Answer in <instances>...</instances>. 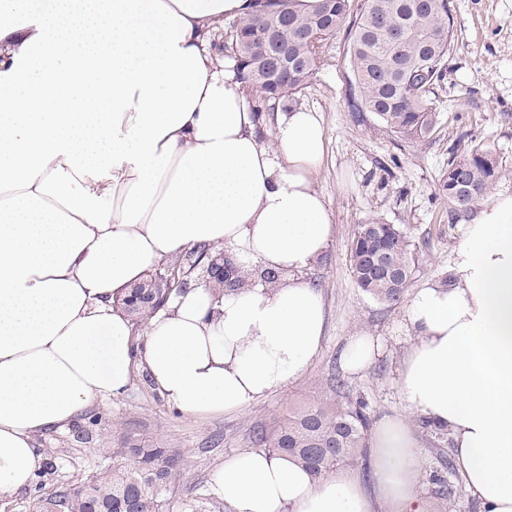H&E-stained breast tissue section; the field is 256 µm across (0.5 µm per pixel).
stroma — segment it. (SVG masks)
<instances>
[{
	"label": "stroma",
	"mask_w": 512,
	"mask_h": 512,
	"mask_svg": "<svg viewBox=\"0 0 512 512\" xmlns=\"http://www.w3.org/2000/svg\"><path fill=\"white\" fill-rule=\"evenodd\" d=\"M456 41L444 80L435 88L439 112L433 131L412 143L383 128L371 113L355 114L348 97L350 69L344 35L327 45L315 74L296 96V107L322 119L326 156L316 181L327 201L336 234L326 255L307 270L327 309V329L308 372L241 410L202 418L171 407L141 373L122 393L94 405L99 426L80 433L76 426L36 438L48 466L37 476L41 494L24 489L0 499V512H47L58 489L120 465L114 439L135 432L178 449L180 481L170 512H219L221 496L212 477L225 459L250 449L253 426H273L288 410L310 400H329L326 379L341 370V353L355 336L379 337L384 351L358 374H346L352 394L363 396L376 418L407 417L421 459L423 512H437L433 476H447L451 448L420 419L408 416L394 384L395 367L408 346L404 304L384 306L357 287L349 247L357 225L396 224L412 241L410 290L447 278L469 214L449 218L437 184L449 146L465 150L483 143L495 154L499 177L491 194H512V0H449Z\"/></svg>",
	"instance_id": "stroma-1"
}]
</instances>
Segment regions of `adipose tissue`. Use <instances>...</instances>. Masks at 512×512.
I'll return each instance as SVG.
<instances>
[{
	"instance_id": "ef3b65f1",
	"label": "adipose tissue",
	"mask_w": 512,
	"mask_h": 512,
	"mask_svg": "<svg viewBox=\"0 0 512 512\" xmlns=\"http://www.w3.org/2000/svg\"><path fill=\"white\" fill-rule=\"evenodd\" d=\"M255 0H0V498L30 486L38 434L142 372L192 417L304 376L326 332L304 275L334 235L315 177L317 112L259 123L214 48ZM272 141H265V134ZM276 270L223 295L185 290L142 343L117 302L197 246ZM448 282L417 289L395 369L406 410L451 440L467 502L512 512V195L481 205ZM420 457L384 418L359 467L312 480L244 450L213 476L231 512H422Z\"/></svg>"
}]
</instances>
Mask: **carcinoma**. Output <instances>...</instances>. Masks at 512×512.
Here are the masks:
<instances>
[{
  "mask_svg": "<svg viewBox=\"0 0 512 512\" xmlns=\"http://www.w3.org/2000/svg\"><path fill=\"white\" fill-rule=\"evenodd\" d=\"M266 9L224 27V54L237 62L238 78L256 112H272L293 100L318 68L329 41L344 32L353 110L372 113L403 140L418 141L431 132L437 120L432 95L454 46L448 0H314L307 6L300 0H274ZM497 177L496 158L483 144L462 153L452 147L439 194L458 215L484 199ZM210 256L200 246L169 268L187 273ZM412 259V244L399 226L372 222L355 230L352 273L358 288L377 302L392 307L401 301ZM177 293L133 288L121 305L139 328ZM327 387L338 400L295 407L272 431L257 425L250 442L294 458L314 479L358 463L368 447V403L351 396L338 374L327 379ZM112 452L125 456L126 465L56 491L55 512H164L179 476L178 455L134 433L124 435ZM434 495L445 507L456 499L457 489L439 478Z\"/></svg>",
  "mask_w": 512,
  "mask_h": 512,
  "instance_id": "carcinoma-1",
  "label": "carcinoma"
}]
</instances>
